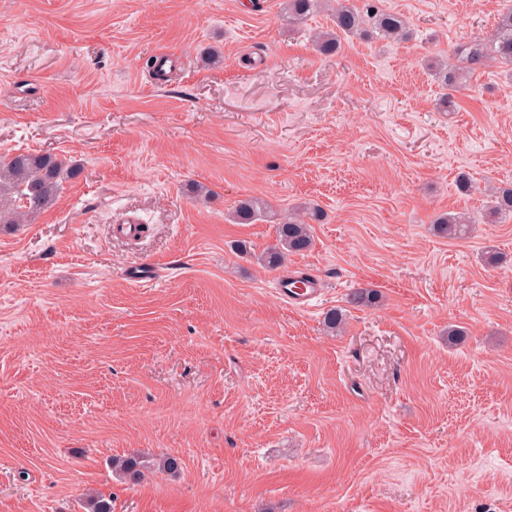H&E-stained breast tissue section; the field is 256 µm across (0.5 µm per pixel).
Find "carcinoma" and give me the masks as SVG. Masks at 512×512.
Instances as JSON below:
<instances>
[{"label":"carcinoma","instance_id":"obj_1","mask_svg":"<svg viewBox=\"0 0 512 512\" xmlns=\"http://www.w3.org/2000/svg\"><path fill=\"white\" fill-rule=\"evenodd\" d=\"M321 0H285V14L292 21L306 19L311 13L327 8ZM334 27L314 36L316 49L323 54H335L341 49V38L351 36L377 37L401 40L406 37L408 23L400 13L377 6L374 0H365L358 7L352 0H336L333 9ZM454 62L437 60L432 68L445 87L462 86L473 72L491 62L512 64V7L501 13L497 21V36L493 40L472 39L453 48ZM77 170L68 161L49 154L18 153L0 157V224H30L57 201L65 180L74 177ZM490 205L484 218L495 222L503 214L512 215V186L493 188L489 192ZM264 211L256 198L239 201L230 213L238 224H249ZM323 213L306 205L298 212L278 222V244L269 248L260 261L268 268L282 266L290 253H301L313 245L311 224L322 221ZM437 230L450 239H460L470 231L472 220L463 213L441 215L436 220ZM112 468L123 480L137 484L160 469L177 472L179 463L173 457L160 460L150 455H130L112 461ZM88 512H112V498L95 493L87 496Z\"/></svg>","mask_w":512,"mask_h":512}]
</instances>
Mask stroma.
Segmentation results:
<instances>
[{
	"mask_svg": "<svg viewBox=\"0 0 512 512\" xmlns=\"http://www.w3.org/2000/svg\"><path fill=\"white\" fill-rule=\"evenodd\" d=\"M283 3L0 0V156L80 169L0 227V512L92 490L112 512H512V217L480 221L512 183V65L452 91L428 68L512 0H382L411 37L333 56L329 12ZM247 197L267 216L231 223ZM307 203L325 219L285 262L325 283L305 312L258 258ZM446 212L471 234L438 235ZM137 452L180 471L123 482ZM330 6V4L323 3L320 0H286L284 10L285 14L288 15V20L300 21L306 19L318 9Z\"/></svg>",
	"mask_w": 512,
	"mask_h": 512,
	"instance_id": "stroma-1",
	"label": "stroma"
}]
</instances>
